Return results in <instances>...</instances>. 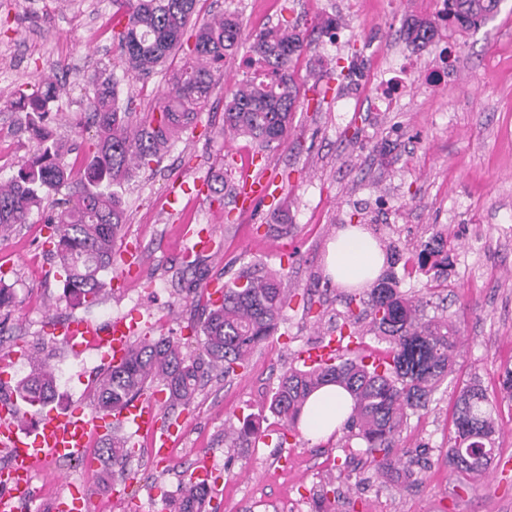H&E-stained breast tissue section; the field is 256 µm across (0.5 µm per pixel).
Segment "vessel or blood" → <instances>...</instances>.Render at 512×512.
<instances>
[{
    "instance_id": "obj_1",
    "label": "vessel or blood",
    "mask_w": 512,
    "mask_h": 512,
    "mask_svg": "<svg viewBox=\"0 0 512 512\" xmlns=\"http://www.w3.org/2000/svg\"><path fill=\"white\" fill-rule=\"evenodd\" d=\"M237 174L234 197L237 206L248 209L258 199L268 196L271 182L255 176L252 167L238 169ZM141 321L138 314L105 324L74 319L57 323L54 332L72 351L92 350L103 363L117 366L128 358ZM348 347L345 339L332 336L304 349L298 359L307 366L331 364ZM160 400V395L155 393L113 414L88 415L78 408L52 410L37 414L28 426L21 420L17 400L1 401L0 448L8 451L10 461L0 469V486L8 490L7 495L0 497V512H16L18 502L33 497L34 472L39 463L82 459L90 434L107 433L116 420L127 425L132 436H150L153 456L168 459L177 427L162 420ZM90 502V492L74 488L55 502L54 509L55 512H88Z\"/></svg>"
}]
</instances>
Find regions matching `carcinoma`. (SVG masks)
Returning <instances> with one entry per match:
<instances>
[{
	"label": "carcinoma",
	"instance_id": "obj_1",
	"mask_svg": "<svg viewBox=\"0 0 512 512\" xmlns=\"http://www.w3.org/2000/svg\"><path fill=\"white\" fill-rule=\"evenodd\" d=\"M199 0H113L116 12L112 39L127 70L147 76L163 66L170 55L188 48L182 68L172 75L169 93L150 112L135 113L120 103V79L95 69L85 79L90 112L85 125L95 129L86 151L87 163L78 167L68 159L69 149L51 138L45 122L60 97V86L42 79L29 95L20 93L18 106L25 112L24 128L37 142L34 156L24 161L18 175L0 183V237L14 225L29 223L43 196L58 195L43 217L53 255L66 274L64 296L72 305H96L107 287L106 275L114 262L115 242L126 221L122 186L142 169L158 162L179 133L188 130L208 106L215 73L238 52L239 15L226 12L197 22ZM499 0H446L439 20L453 19L463 29L478 26L497 12ZM437 26L415 20L404 30L413 43L432 41ZM306 36L285 27H267L255 33L250 56L244 61L250 75L224 98L220 133L244 137L262 149L288 140L301 88L295 66L308 48ZM66 193H61V190ZM233 182L217 162L208 181L210 201L224 204ZM424 273L448 267V255L428 243L416 246ZM291 297L278 272L249 268L224 283V301H207L190 317L197 353L183 351L172 336L143 337L134 341L128 359L110 368L96 384V408L113 412L141 397L154 386L172 407L189 404L208 370L229 377L245 368L253 348L273 336L290 306ZM345 311L333 331L358 337V324L370 329L387 347L377 355L361 347L325 366L291 367L272 389L268 410L276 418L279 439L297 431L309 397L328 384L344 388L352 399L345 422L344 447H364V469L379 476L394 474L403 482L421 480L428 465L427 447H399L410 413L426 406L431 395L451 373L460 330L446 316L429 317L424 302L398 288L390 273L371 289L369 300L348 295ZM48 346L34 353L36 365L19 380L14 391L32 407L53 401L55 373L48 363ZM453 435L448 465L472 477L486 475L498 448V413L486 390L477 382L460 390L452 413ZM112 428L100 455L123 469L134 451L126 436ZM269 430L251 420L230 439L260 440ZM338 494L329 481L313 494L315 512H326L328 495ZM207 484L189 477L175 512H207Z\"/></svg>",
	"mask_w": 512,
	"mask_h": 512
}]
</instances>
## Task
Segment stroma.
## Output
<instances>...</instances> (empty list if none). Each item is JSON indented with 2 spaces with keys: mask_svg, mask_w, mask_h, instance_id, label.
I'll return each instance as SVG.
<instances>
[{
  "mask_svg": "<svg viewBox=\"0 0 512 512\" xmlns=\"http://www.w3.org/2000/svg\"><path fill=\"white\" fill-rule=\"evenodd\" d=\"M231 10L242 20L244 37L237 57L216 74L209 105L195 125L164 153L158 166L140 171L124 187L127 222L118 248L136 245L145 274L128 278L124 288L106 291L92 309L63 297L64 274L45 242L40 220L0 239V279L13 288L15 305L0 312V350L33 347L49 341L57 391L53 408L82 405L95 409V384L105 372L95 352L74 355L50 340L55 321L82 317L99 324L138 311L146 333L189 336L188 321L197 291L205 281H224L253 263L284 273L295 298L284 313L278 335L256 347L245 375L208 373L184 429L173 439L170 461L157 464L147 454L150 437L138 440L126 472L132 478L122 497L112 482L126 472L103 462L100 477L83 483L85 461L40 465L36 486L50 498L68 494L70 485H87L90 512H169L180 498L200 451L214 458L221 492L209 512H313L309 490L334 479V462L347 451L340 435L314 442L306 436L279 443L232 445L229 431L244 418L264 423L269 392L278 376L296 366L299 351L327 336L342 311L345 289L333 280L327 247L344 224L355 221L380 248L396 246L407 259L422 241L448 254L440 277L394 267L399 288L426 301L430 315L457 323L461 343L453 373L432 395L426 410L410 416L402 444L426 445L430 465L422 483L406 485L397 477L361 484H340L355 512H512V397L503 392L501 372L512 366V0H501L493 18L475 28H439L434 40L415 45L396 38L412 20H433L435 0H199L200 18ZM112 0H0V135L16 162L30 158L36 144L21 130L22 113L9 105L17 89H30L38 76L50 75L63 93L54 108L56 138L85 144L78 122L88 107L84 77L105 67L120 74V98H132L138 112L151 111L171 88L180 62L142 79L125 73L111 36H99L111 19ZM336 15L340 42L320 38L299 60L298 82L317 86L320 107L299 106L287 143L256 156L243 138L220 136L224 98L241 79L248 37L263 27L312 30L326 15ZM456 59L441 86L425 83L423 73L438 62L445 47ZM374 58L389 74L405 59L416 72L394 109L376 112L377 85L361 69ZM352 69L343 82L318 77L315 64ZM241 163L257 159L258 170L280 182L281 196L259 202L253 211L232 200L210 203L198 189L226 151ZM285 221H270L273 210ZM204 225L213 234L215 256L205 280L184 268L190 244L184 226ZM480 381L497 403L499 451L489 474L474 479L448 465L452 408L466 384Z\"/></svg>",
  "mask_w": 512,
  "mask_h": 512,
  "instance_id": "1",
  "label": "stroma"
}]
</instances>
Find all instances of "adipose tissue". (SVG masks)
Wrapping results in <instances>:
<instances>
[{"label": "adipose tissue", "mask_w": 512, "mask_h": 512, "mask_svg": "<svg viewBox=\"0 0 512 512\" xmlns=\"http://www.w3.org/2000/svg\"><path fill=\"white\" fill-rule=\"evenodd\" d=\"M328 268L341 285L361 287L371 284L383 265L377 243L362 230L340 229L329 245ZM352 400L343 388L328 385L311 396L301 418L304 435L312 440L332 435L351 410Z\"/></svg>", "instance_id": "adipose-tissue-1"}]
</instances>
